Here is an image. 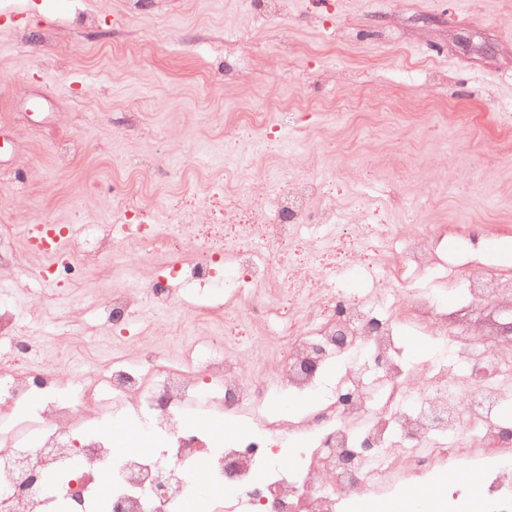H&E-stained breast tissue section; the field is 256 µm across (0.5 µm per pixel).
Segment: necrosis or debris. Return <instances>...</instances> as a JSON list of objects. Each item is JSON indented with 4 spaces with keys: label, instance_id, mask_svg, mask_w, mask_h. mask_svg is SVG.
<instances>
[{
    "label": "necrosis or debris",
    "instance_id": "obj_1",
    "mask_svg": "<svg viewBox=\"0 0 512 512\" xmlns=\"http://www.w3.org/2000/svg\"><path fill=\"white\" fill-rule=\"evenodd\" d=\"M267 180L254 206L202 224L187 208L165 228L120 198L117 223L96 227L99 251L118 262L150 246L170 269L145 289H110L98 307L119 333L140 324L143 295L162 316L109 358L64 351L70 391L42 365L40 333L0 307V512H62L65 495L69 512H184L192 498L206 512H355L368 496L399 512H466L472 498L512 512V442L500 436L512 341L496 338L512 323V274L445 264L442 227L352 219L318 174ZM24 233L49 262L0 253L16 284L74 280L95 258L70 228ZM434 277L463 283L456 310L421 288ZM189 279L223 280L224 333L172 356L169 335L188 332L177 284ZM408 329L447 341V359L411 366ZM259 352L245 376L242 354ZM310 360L318 371H305ZM191 411L238 432L186 427ZM438 470L451 481L436 484Z\"/></svg>",
    "mask_w": 512,
    "mask_h": 512
}]
</instances>
